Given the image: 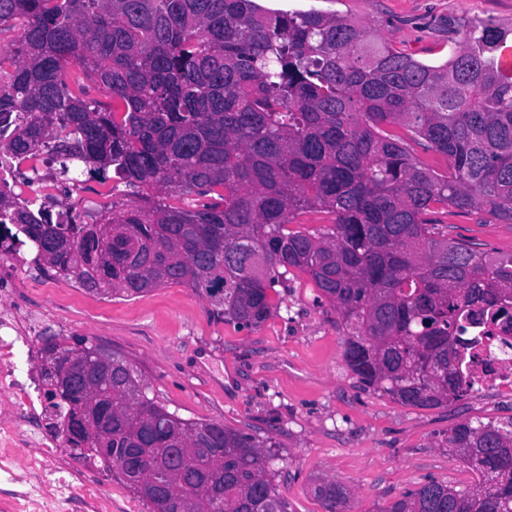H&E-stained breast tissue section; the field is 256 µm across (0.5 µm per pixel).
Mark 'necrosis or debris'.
I'll return each mask as SVG.
<instances>
[{"label":"necrosis or debris","instance_id":"obj_1","mask_svg":"<svg viewBox=\"0 0 512 512\" xmlns=\"http://www.w3.org/2000/svg\"><path fill=\"white\" fill-rule=\"evenodd\" d=\"M35 178L21 181L10 155L0 154V189L14 193L21 206L44 213L62 226L79 223L72 203L51 191L57 180L53 164L34 159ZM30 239L19 224L0 225V274L22 278L29 262ZM41 319L11 305L0 306V512H112V490L86 481L61 448L63 438L43 424L48 404L38 374L22 367L32 353ZM462 369L473 389L512 393V346L496 340L482 343L476 357H465ZM29 449L25 462L15 451Z\"/></svg>","mask_w":512,"mask_h":512}]
</instances>
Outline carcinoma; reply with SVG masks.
<instances>
[{
	"mask_svg": "<svg viewBox=\"0 0 512 512\" xmlns=\"http://www.w3.org/2000/svg\"><path fill=\"white\" fill-rule=\"evenodd\" d=\"M512 29L476 21L428 65L376 29L335 12L268 11L255 0H0V153L42 149L77 185L83 175L218 200L112 210L105 228L69 232L0 192V222L24 224L46 267L103 299L184 286L212 314L256 327L269 290L308 275L347 329L343 356L365 389L403 406L463 396L461 365L483 336L512 335V254L489 255L435 232L432 206L484 210L512 223V80L498 70ZM83 77L69 87L65 65ZM112 96L105 108L84 79ZM447 159L440 176L411 144ZM326 232H291L306 211ZM105 259L104 275L81 267ZM58 366L98 351L67 338ZM88 369L64 415L94 398L111 410L73 447L112 449L107 469L165 482L164 498L128 487L152 512H288L268 441L184 419L146 393L133 365ZM476 474L468 489L429 480L380 512H512V432L461 423L445 440ZM325 512L352 491L318 477Z\"/></svg>",
	"mask_w": 512,
	"mask_h": 512,
	"instance_id": "1",
	"label": "carcinoma"
}]
</instances>
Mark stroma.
Masks as SVG:
<instances>
[{
	"mask_svg": "<svg viewBox=\"0 0 512 512\" xmlns=\"http://www.w3.org/2000/svg\"><path fill=\"white\" fill-rule=\"evenodd\" d=\"M269 11L335 12L380 29L393 48L430 65L448 58V32L471 21L512 26V0H259ZM65 200L94 210L137 202L136 189L113 194L94 179L63 183ZM440 232L492 254L512 252V224L457 209L430 215ZM12 305L35 310L43 332L88 339L130 361L169 411L274 443L275 482L289 512H323L310 490L333 477L353 492L352 512H382L428 479L462 489L475 474L449 454L455 425L512 427V395L465 394L446 405L404 407L362 389L343 359L344 327L309 277L291 271L271 296L269 318L243 328L211 315L204 297L183 286L106 300L62 282L8 288Z\"/></svg>",
	"mask_w": 512,
	"mask_h": 512,
	"instance_id": "obj_1",
	"label": "stroma"
}]
</instances>
